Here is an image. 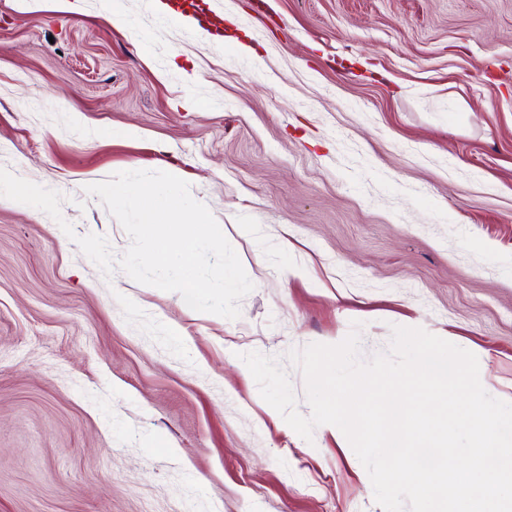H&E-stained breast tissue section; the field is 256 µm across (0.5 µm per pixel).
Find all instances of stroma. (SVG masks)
<instances>
[{"label": "stroma", "instance_id": "35a3bbf8", "mask_svg": "<svg viewBox=\"0 0 512 512\" xmlns=\"http://www.w3.org/2000/svg\"><path fill=\"white\" fill-rule=\"evenodd\" d=\"M169 3L0 0V167L117 256L85 186L180 177L254 289L195 311L0 200V512H382L241 356L420 327L512 403V0Z\"/></svg>", "mask_w": 512, "mask_h": 512}]
</instances>
